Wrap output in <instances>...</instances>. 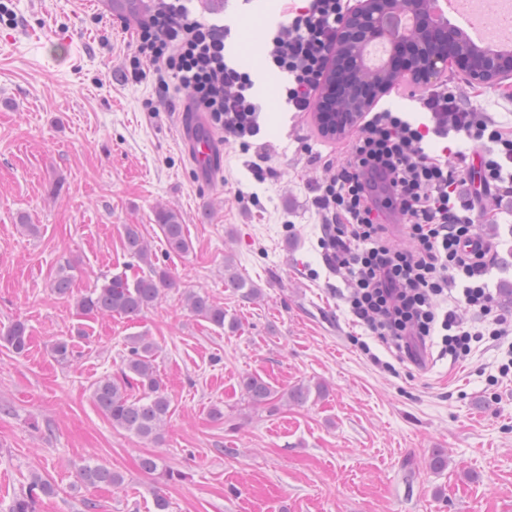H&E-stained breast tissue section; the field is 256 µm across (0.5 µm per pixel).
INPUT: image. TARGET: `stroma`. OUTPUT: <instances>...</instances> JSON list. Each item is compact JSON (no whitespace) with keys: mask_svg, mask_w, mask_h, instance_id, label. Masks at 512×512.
I'll return each instance as SVG.
<instances>
[{"mask_svg":"<svg viewBox=\"0 0 512 512\" xmlns=\"http://www.w3.org/2000/svg\"><path fill=\"white\" fill-rule=\"evenodd\" d=\"M0 24V331L26 323L29 351L0 344V512L32 474L49 476L39 512H512V382L493 383L502 354L476 348L453 363L429 351L422 364L390 374L354 344L334 276L317 240L312 205L320 173L304 147L336 145L314 113L277 98L283 78L263 45L281 20L279 0H224L235 63L263 73L261 133L268 171L252 153L224 148V171L197 182L179 115L143 111L147 85L125 82L130 35L90 0H9ZM442 80L461 99L512 124V78L482 84L450 69ZM176 211L191 242L170 252L157 213ZM482 235L505 257L498 281H512V203ZM139 225L151 264L132 258L124 227ZM71 265L73 290L53 292ZM168 270L174 285L139 316L82 311L77 301L106 277ZM260 288L259 298L226 286L227 270ZM207 293L233 328L193 315L184 297ZM154 345V363L175 412L158 439L113 427L93 400L117 375L132 337ZM73 345L58 362L56 341ZM257 375L275 396L247 404L241 380ZM320 383L306 404L284 402L299 383ZM224 411L213 418V407ZM448 466H429L433 453ZM155 455L182 472L167 481L142 470ZM97 463L122 484L92 486L76 473Z\"/></svg>","mask_w":512,"mask_h":512,"instance_id":"1","label":"stroma"}]
</instances>
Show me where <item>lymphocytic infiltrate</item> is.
Instances as JSON below:
<instances>
[{
	"label": "lymphocytic infiltrate",
	"instance_id": "obj_1",
	"mask_svg": "<svg viewBox=\"0 0 512 512\" xmlns=\"http://www.w3.org/2000/svg\"><path fill=\"white\" fill-rule=\"evenodd\" d=\"M189 0H149L122 57L124 78L150 84L144 111L175 104L203 113L224 142L254 152L262 171L260 105L250 73L227 62L223 25L193 15ZM350 0H285L282 20L266 38V59L286 74L282 93L296 112L330 111L322 94L328 48ZM428 120L417 123L391 108L371 109L335 157L311 155L323 176L314 186L318 243L341 285L336 293L349 325L382 343L396 360L415 359L417 347L436 348L451 361L467 360L483 340L512 338V312L492 288L497 252L481 243L478 220L496 223L486 198L512 199V130L476 105L464 104L448 83L424 84L416 96ZM464 146H448L450 134ZM444 140L440 152L431 139ZM386 191L375 196L371 176ZM399 212L403 240L395 242L387 216Z\"/></svg>",
	"mask_w": 512,
	"mask_h": 512
}]
</instances>
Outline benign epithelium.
Returning <instances> with one entry per match:
<instances>
[{
	"label": "benign epithelium",
	"instance_id": "7a95c632",
	"mask_svg": "<svg viewBox=\"0 0 512 512\" xmlns=\"http://www.w3.org/2000/svg\"><path fill=\"white\" fill-rule=\"evenodd\" d=\"M438 0H362L348 13L345 27L332 49L335 61L348 59L355 65V81L336 87V75L328 74L327 91L337 97L345 124L327 127L340 134L369 111L400 79L422 83L453 66L471 78L494 85L512 75V54H489L469 45L445 18L435 17ZM410 14L414 26L406 29L396 20ZM386 43L390 52L378 67L366 62L367 49Z\"/></svg>",
	"mask_w": 512,
	"mask_h": 512
}]
</instances>
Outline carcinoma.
Returning <instances> with one entry per match:
<instances>
[{"label":"carcinoma","mask_w":512,"mask_h":512,"mask_svg":"<svg viewBox=\"0 0 512 512\" xmlns=\"http://www.w3.org/2000/svg\"><path fill=\"white\" fill-rule=\"evenodd\" d=\"M157 218L159 231L168 249L175 253L188 252L190 242L185 225L178 215L172 211H161ZM124 244L131 256L149 262V245L139 225L125 226ZM72 279L69 269L59 268L53 279L54 292L63 296L68 294ZM171 287L173 282L169 272L161 267H153L149 274L131 282L123 275L112 276L81 296L78 306L85 311L133 317L156 305L162 289ZM186 302L193 314L217 328H224V307L208 294L190 292ZM0 341L13 353L25 354L29 345L27 325L22 321L14 322L0 334ZM153 350V343L144 336L132 340L119 374L97 382L93 390L95 404L107 415L113 426L143 439L158 438L162 426L171 415V401L153 364ZM241 386L252 407L263 406L272 398V388L257 376L243 378ZM141 467L148 473L166 478L173 476L157 456L142 459ZM77 475L81 482L89 485H119L123 482V476L118 472L91 462L79 465ZM53 493L55 487L51 480L35 474L31 477L28 490L12 498L8 512H37L39 495Z\"/></svg>","instance_id":"carcinoma-1"}]
</instances>
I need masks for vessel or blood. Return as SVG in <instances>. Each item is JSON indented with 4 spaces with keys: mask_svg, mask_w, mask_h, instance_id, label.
Listing matches in <instances>:
<instances>
[{
    "mask_svg": "<svg viewBox=\"0 0 512 512\" xmlns=\"http://www.w3.org/2000/svg\"><path fill=\"white\" fill-rule=\"evenodd\" d=\"M180 128L183 144L194 164L196 181L211 183L224 167L221 144L211 134L202 113H181Z\"/></svg>",
    "mask_w": 512,
    "mask_h": 512,
    "instance_id": "1",
    "label": "vessel or blood"
}]
</instances>
